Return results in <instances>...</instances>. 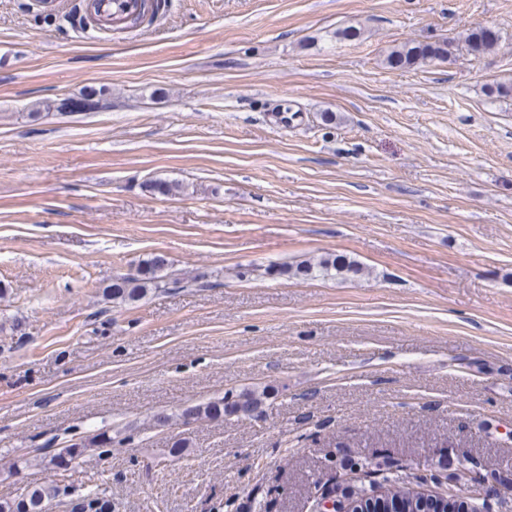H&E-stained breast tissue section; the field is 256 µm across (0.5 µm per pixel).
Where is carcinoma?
Here are the masks:
<instances>
[{
  "instance_id": "1",
  "label": "carcinoma",
  "mask_w": 512,
  "mask_h": 512,
  "mask_svg": "<svg viewBox=\"0 0 512 512\" xmlns=\"http://www.w3.org/2000/svg\"><path fill=\"white\" fill-rule=\"evenodd\" d=\"M499 36L490 29L481 28L466 37V46L470 55L479 58L492 50L498 43ZM448 42H408L394 47L386 56L385 63L392 69H404L432 60L448 59ZM168 262L162 255H155L144 261L133 273L118 274L112 281L103 287V295L119 304H134L151 292H162L171 286L180 283L177 278L164 275ZM284 272L302 279L316 276L341 277L349 272H358L357 263L343 253L330 254L316 262L302 260L291 264ZM267 391L256 392L243 390L240 392H227L223 397L210 401L204 405L187 408L179 415L159 411L152 415L153 425L156 427L171 426L181 420L190 421L208 420L222 421L226 415H235L250 418L261 412L265 403ZM128 438L112 435L109 429H99L93 434L89 443L79 446L72 444L65 447V451L78 459L87 454L109 455L112 448L120 446ZM374 467V471L382 476L393 492V495H404L407 478L393 469L388 460L354 461L350 464L353 469ZM63 500L70 502V512H114L112 495L99 487L83 490L79 493L70 492V486L56 479L26 488V492L15 494L13 497L0 500V512H44V508L57 504Z\"/></svg>"
}]
</instances>
